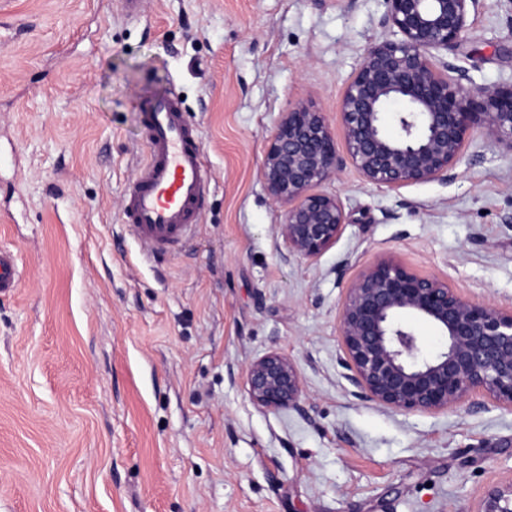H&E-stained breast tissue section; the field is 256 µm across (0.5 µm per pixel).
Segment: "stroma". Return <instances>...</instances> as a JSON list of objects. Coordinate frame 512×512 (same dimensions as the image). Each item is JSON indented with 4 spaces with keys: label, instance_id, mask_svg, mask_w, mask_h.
Listing matches in <instances>:
<instances>
[{
    "label": "stroma",
    "instance_id": "1",
    "mask_svg": "<svg viewBox=\"0 0 512 512\" xmlns=\"http://www.w3.org/2000/svg\"><path fill=\"white\" fill-rule=\"evenodd\" d=\"M384 0H0V512H472L512 476V412L400 413L339 363L348 283L382 259L512 307V156L475 135L449 181L389 188L346 161L337 105ZM438 63L512 82V0H480ZM182 95L210 172L188 247L148 259L123 221L140 115ZM325 112L346 225L288 252L263 161L283 112ZM278 351L304 412L251 401ZM17 286L15 257L10 252L0 249V295L12 293Z\"/></svg>",
    "mask_w": 512,
    "mask_h": 512
}]
</instances>
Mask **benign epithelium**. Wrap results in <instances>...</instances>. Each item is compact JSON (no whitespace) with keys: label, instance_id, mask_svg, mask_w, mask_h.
Here are the masks:
<instances>
[{"label":"benign epithelium","instance_id":"7a95c632","mask_svg":"<svg viewBox=\"0 0 512 512\" xmlns=\"http://www.w3.org/2000/svg\"><path fill=\"white\" fill-rule=\"evenodd\" d=\"M480 0H386L384 23L394 38L370 44L338 102L347 153L365 182L390 188L454 177L473 134L512 155V83L466 87L435 62L452 52ZM405 103L397 132L384 128L383 108ZM342 160L325 114L296 101L279 121L264 159L268 192L285 206L281 233L288 253L316 258L346 224L335 196L317 187ZM408 313L440 330L446 343L422 353ZM340 365L353 395L405 413L455 410L483 399L512 412V308L474 302L435 277L392 259L362 270L339 312ZM248 394L269 410L304 411L301 376L286 355L271 351L247 370ZM472 512H512V476L488 485Z\"/></svg>","mask_w":512,"mask_h":512}]
</instances>
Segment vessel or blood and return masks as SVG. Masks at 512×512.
<instances>
[{
    "label": "vessel or blood",
    "instance_id": "b4317fda",
    "mask_svg": "<svg viewBox=\"0 0 512 512\" xmlns=\"http://www.w3.org/2000/svg\"><path fill=\"white\" fill-rule=\"evenodd\" d=\"M147 161L125 194L124 222L153 256L185 246L198 222L208 184L197 126L176 95L157 98L145 121ZM18 286L13 254L0 250V295Z\"/></svg>",
    "mask_w": 512,
    "mask_h": 512
}]
</instances>
